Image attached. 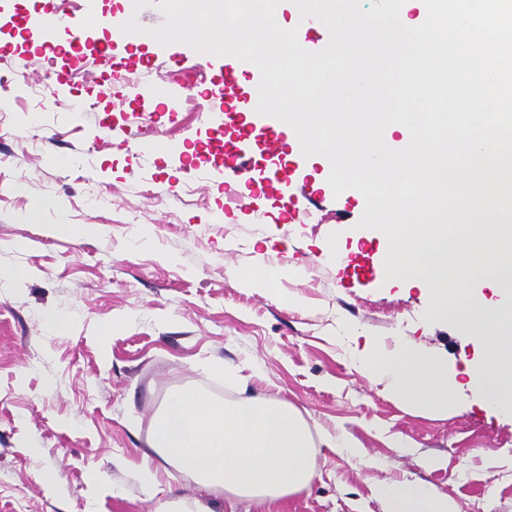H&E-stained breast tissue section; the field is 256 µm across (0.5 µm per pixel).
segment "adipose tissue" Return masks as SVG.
<instances>
[{
	"label": "adipose tissue",
	"instance_id": "ef3b65f1",
	"mask_svg": "<svg viewBox=\"0 0 512 512\" xmlns=\"http://www.w3.org/2000/svg\"><path fill=\"white\" fill-rule=\"evenodd\" d=\"M220 372L237 399L217 400L191 387L165 399L137 465L143 484H158L152 463L159 458L200 487L223 492L228 507L249 500L278 512L285 499L309 489L319 448L365 468L383 467L351 434L313 431L294 406L254 390L256 366L224 365ZM372 495L381 512H461L452 497L422 480L381 481Z\"/></svg>",
	"mask_w": 512,
	"mask_h": 512
}]
</instances>
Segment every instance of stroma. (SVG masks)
<instances>
[{"instance_id": "1", "label": "stroma", "mask_w": 512, "mask_h": 512, "mask_svg": "<svg viewBox=\"0 0 512 512\" xmlns=\"http://www.w3.org/2000/svg\"><path fill=\"white\" fill-rule=\"evenodd\" d=\"M34 0H0V512H153L149 490L131 463L146 449L152 417L171 391L195 387L216 397L235 392L215 364H257V387L299 408L313 427L347 432L386 469L354 465L319 449L307 492L279 512H380L372 497L381 479L416 476L459 502L463 512H512V415L478 406L445 417L399 406L353 369L356 336L400 331L460 367L476 341L450 324L429 321L418 291L383 277L378 230L359 227L365 198L322 186L327 161L289 141L269 153L296 189L257 195L237 184L251 214L225 217L215 184L221 156L179 169L188 148L223 138L201 125L200 102L183 100L160 118L164 148L141 155L152 130L134 98L112 113L117 87L102 84L113 64L145 77L157 97L173 87L224 93L231 56L194 53L170 63L183 44L160 47L112 36V54L86 63L49 61L17 43V13ZM181 187L171 196L170 183ZM321 210L291 223L310 199ZM56 224H95L72 240ZM266 243H258L257 235ZM280 262L298 277L274 290L237 276ZM301 300L285 304V296ZM129 319L112 327L115 316ZM74 317L59 331L52 318ZM405 442L391 447L390 436ZM438 459L424 470L418 460ZM58 477L47 490L42 473Z\"/></svg>"}]
</instances>
